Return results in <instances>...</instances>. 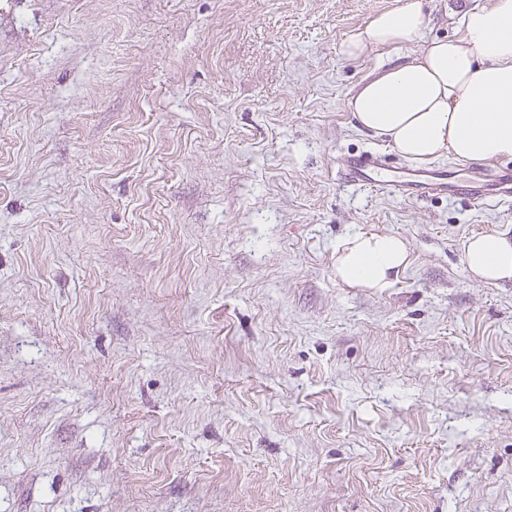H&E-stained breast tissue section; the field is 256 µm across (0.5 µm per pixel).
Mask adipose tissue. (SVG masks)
I'll return each mask as SVG.
<instances>
[{
	"mask_svg": "<svg viewBox=\"0 0 512 512\" xmlns=\"http://www.w3.org/2000/svg\"><path fill=\"white\" fill-rule=\"evenodd\" d=\"M425 19L421 0H406L371 18L344 53L400 47ZM461 27L459 37L430 40L410 61L366 80L349 102L362 130L388 138L411 161L512 158V0L464 11ZM463 260L483 282L512 280V240L505 235L474 237ZM408 261L406 242L393 234L360 231L336 246V276L350 287L390 288Z\"/></svg>",
	"mask_w": 512,
	"mask_h": 512,
	"instance_id": "adipose-tissue-1",
	"label": "adipose tissue"
}]
</instances>
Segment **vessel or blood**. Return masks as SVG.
I'll return each instance as SVG.
<instances>
[{"label":"vessel or blood","mask_w":512,"mask_h":512,"mask_svg":"<svg viewBox=\"0 0 512 512\" xmlns=\"http://www.w3.org/2000/svg\"><path fill=\"white\" fill-rule=\"evenodd\" d=\"M344 180L354 186H368L380 193L403 194L410 185L387 176L385 157L379 152H363L355 156L341 158L338 162ZM427 194H457L464 196L473 204L484 205L489 202L512 197V167L508 165L479 166L475 178L462 186L448 185L442 175L425 183Z\"/></svg>","instance_id":"1"}]
</instances>
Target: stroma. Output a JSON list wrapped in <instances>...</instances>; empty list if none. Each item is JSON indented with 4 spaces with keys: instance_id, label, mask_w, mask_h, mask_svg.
Listing matches in <instances>:
<instances>
[{
    "instance_id": "obj_1",
    "label": "stroma",
    "mask_w": 512,
    "mask_h": 512,
    "mask_svg": "<svg viewBox=\"0 0 512 512\" xmlns=\"http://www.w3.org/2000/svg\"><path fill=\"white\" fill-rule=\"evenodd\" d=\"M0 0V512H512V200L384 195L349 101L492 0ZM403 238L392 288L336 278ZM422 0H409L404 5L376 14L344 46V53L357 57L367 46L398 48L415 38L425 23ZM385 156L380 152H363L338 161L344 180L354 186H369L379 193L405 194L410 182L398 181L385 173ZM408 251L399 236L356 232L336 245V277L348 287L383 291L406 269ZM464 263L477 279L499 284L512 280V240L499 233H485L471 239L464 251Z\"/></svg>"
}]
</instances>
